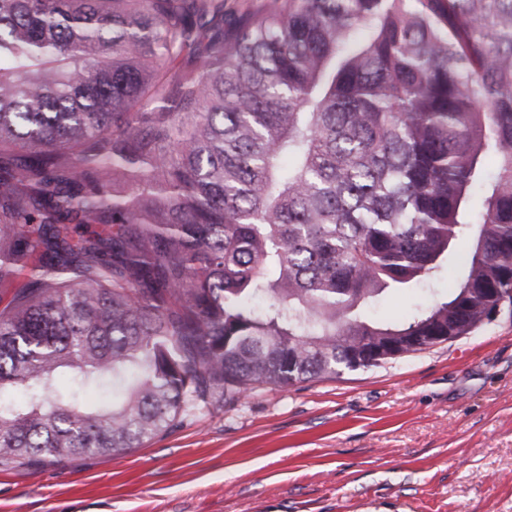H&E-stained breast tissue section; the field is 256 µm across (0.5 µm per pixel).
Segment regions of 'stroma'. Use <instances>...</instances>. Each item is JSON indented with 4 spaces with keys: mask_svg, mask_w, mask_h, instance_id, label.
Returning <instances> with one entry per match:
<instances>
[{
    "mask_svg": "<svg viewBox=\"0 0 512 512\" xmlns=\"http://www.w3.org/2000/svg\"><path fill=\"white\" fill-rule=\"evenodd\" d=\"M447 288L443 273L372 314ZM0 512H512V313L375 367L210 401L125 453L0 465Z\"/></svg>",
    "mask_w": 512,
    "mask_h": 512,
    "instance_id": "35a3bbf8",
    "label": "stroma"
}]
</instances>
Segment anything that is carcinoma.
<instances>
[{"instance_id": "carcinoma-1", "label": "carcinoma", "mask_w": 512, "mask_h": 512, "mask_svg": "<svg viewBox=\"0 0 512 512\" xmlns=\"http://www.w3.org/2000/svg\"><path fill=\"white\" fill-rule=\"evenodd\" d=\"M226 6L0 0V465L512 311V0ZM448 268L429 286L406 292H390L384 295L371 309V314L380 319L406 316L419 307L431 303L434 295L445 294L448 288Z\"/></svg>"}]
</instances>
